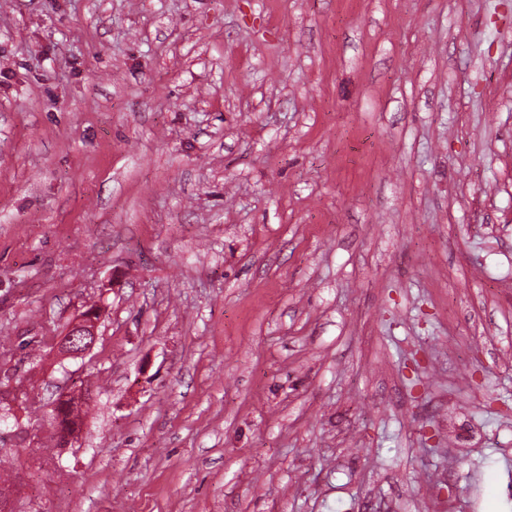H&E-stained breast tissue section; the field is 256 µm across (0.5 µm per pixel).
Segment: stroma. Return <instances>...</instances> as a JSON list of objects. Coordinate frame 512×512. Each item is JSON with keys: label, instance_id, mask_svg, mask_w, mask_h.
Returning a JSON list of instances; mask_svg holds the SVG:
<instances>
[{"label": "stroma", "instance_id": "obj_1", "mask_svg": "<svg viewBox=\"0 0 512 512\" xmlns=\"http://www.w3.org/2000/svg\"><path fill=\"white\" fill-rule=\"evenodd\" d=\"M4 374L14 512H512V0H0ZM95 312L90 315L79 314L73 320L58 343V350L64 358H77L88 354L97 343V321ZM86 398L67 395L59 397L52 409L49 419L57 434V445H64V435H75L80 428L82 407L87 403Z\"/></svg>", "mask_w": 512, "mask_h": 512}]
</instances>
